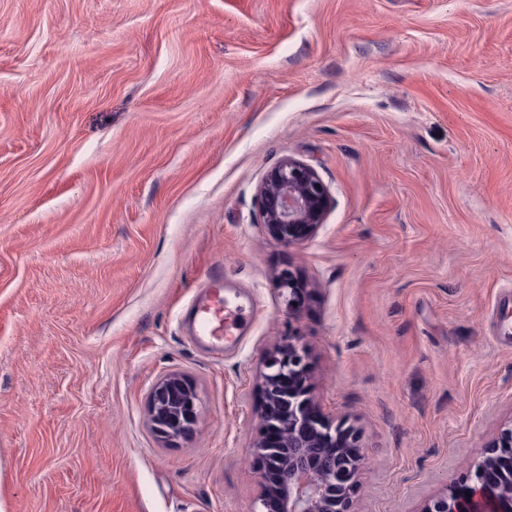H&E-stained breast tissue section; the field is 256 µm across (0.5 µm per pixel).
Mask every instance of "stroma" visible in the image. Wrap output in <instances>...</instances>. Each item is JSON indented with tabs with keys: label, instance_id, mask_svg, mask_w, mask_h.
<instances>
[{
	"label": "stroma",
	"instance_id": "obj_1",
	"mask_svg": "<svg viewBox=\"0 0 512 512\" xmlns=\"http://www.w3.org/2000/svg\"><path fill=\"white\" fill-rule=\"evenodd\" d=\"M287 158L329 192L296 247L258 198ZM215 271L258 310L221 355L183 324ZM509 287L512 0H0V512H252L289 335L362 434L353 512H419L512 422ZM200 395L180 373L160 379L149 398L152 429L166 441L174 442L192 434L198 424Z\"/></svg>",
	"mask_w": 512,
	"mask_h": 512
}]
</instances>
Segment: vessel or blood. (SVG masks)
I'll list each match as a JSON object with an SVG mask.
<instances>
[{
    "instance_id": "vessel-or-blood-1",
    "label": "vessel or blood",
    "mask_w": 512,
    "mask_h": 512,
    "mask_svg": "<svg viewBox=\"0 0 512 512\" xmlns=\"http://www.w3.org/2000/svg\"><path fill=\"white\" fill-rule=\"evenodd\" d=\"M190 323L197 341L214 346L238 336L243 325L240 305L224 297V278L210 274L203 289L190 305Z\"/></svg>"
}]
</instances>
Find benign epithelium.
<instances>
[{
  "mask_svg": "<svg viewBox=\"0 0 512 512\" xmlns=\"http://www.w3.org/2000/svg\"><path fill=\"white\" fill-rule=\"evenodd\" d=\"M263 223L270 235L288 246L312 236L326 214L329 195L317 172L292 159L271 170L259 188ZM298 279L290 272L276 286L288 311L296 305ZM309 351L289 336L269 353L261 372L265 403L253 445L261 493L254 512H352L363 456L360 434L345 422L319 413L304 383ZM200 395L183 375L160 379L149 398L152 429L174 442L198 424ZM275 433V442L263 440ZM419 512H512V424L503 428L492 452L461 482L428 501Z\"/></svg>",
  "mask_w": 512,
  "mask_h": 512,
  "instance_id": "7a95c632",
  "label": "benign epithelium"
}]
</instances>
